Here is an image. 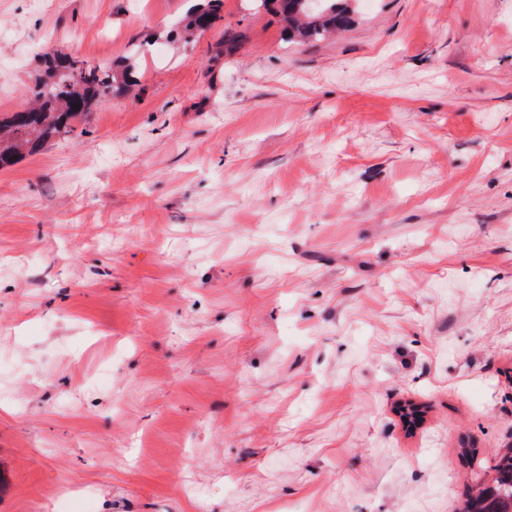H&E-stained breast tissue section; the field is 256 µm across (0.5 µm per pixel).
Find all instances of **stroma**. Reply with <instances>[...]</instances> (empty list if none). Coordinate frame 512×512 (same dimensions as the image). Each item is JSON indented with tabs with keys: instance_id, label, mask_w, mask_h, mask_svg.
<instances>
[{
	"instance_id": "stroma-1",
	"label": "stroma",
	"mask_w": 512,
	"mask_h": 512,
	"mask_svg": "<svg viewBox=\"0 0 512 512\" xmlns=\"http://www.w3.org/2000/svg\"><path fill=\"white\" fill-rule=\"evenodd\" d=\"M350 8L0 0V114L139 49L0 169V512H453L512 444V0ZM194 6L187 9L184 17L180 20L182 29L187 37L192 36L197 31H204L210 24L211 20H207L206 16L211 15V5L209 2H217L219 0H189ZM207 1L205 5L202 2ZM308 0H257L258 7L274 10L287 25L288 38L316 41L338 27H345L350 18L340 0H319L316 11L307 8Z\"/></svg>"
}]
</instances>
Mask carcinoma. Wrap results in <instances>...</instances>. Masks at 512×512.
<instances>
[{
  "mask_svg": "<svg viewBox=\"0 0 512 512\" xmlns=\"http://www.w3.org/2000/svg\"><path fill=\"white\" fill-rule=\"evenodd\" d=\"M180 24L186 36L205 30L210 5L192 0ZM316 11L305 0H257L258 7L273 10L287 25L288 38L316 41L350 18L339 0H319ZM134 82L131 68L122 71L90 65L66 54L48 61L46 77L31 90L34 107L0 117V167L8 166L26 149H33L52 136L68 131L73 120L87 113L97 100ZM491 474L459 500L456 512H512V447L490 466Z\"/></svg>",
  "mask_w": 512,
  "mask_h": 512,
  "instance_id": "obj_1",
  "label": "carcinoma"
}]
</instances>
